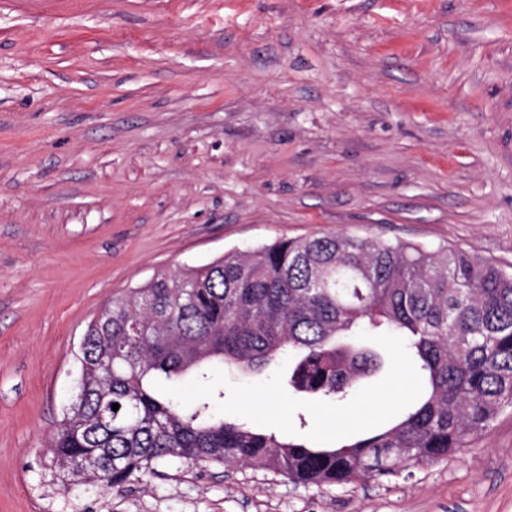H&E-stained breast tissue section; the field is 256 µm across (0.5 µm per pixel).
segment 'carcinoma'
I'll list each match as a JSON object with an SVG mask.
<instances>
[{
	"label": "carcinoma",
	"instance_id": "obj_1",
	"mask_svg": "<svg viewBox=\"0 0 512 512\" xmlns=\"http://www.w3.org/2000/svg\"><path fill=\"white\" fill-rule=\"evenodd\" d=\"M107 309V323L86 327L77 392L47 444L44 475L65 494L118 490L177 463L303 486L380 480L448 458L512 406V276L454 248L282 239L160 274ZM361 332L405 337L429 391L392 427L338 446L282 442L214 416L208 398L184 407L153 386L288 357L296 392L345 399L383 364L356 344Z\"/></svg>",
	"mask_w": 512,
	"mask_h": 512
}]
</instances>
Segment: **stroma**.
Returning a JSON list of instances; mask_svg holds the SVG:
<instances>
[{"label":"stroma","instance_id":"stroma-1","mask_svg":"<svg viewBox=\"0 0 512 512\" xmlns=\"http://www.w3.org/2000/svg\"><path fill=\"white\" fill-rule=\"evenodd\" d=\"M324 233L512 275V0H0V512L84 329L161 273ZM81 512H512V408L357 485L164 467Z\"/></svg>","mask_w":512,"mask_h":512}]
</instances>
